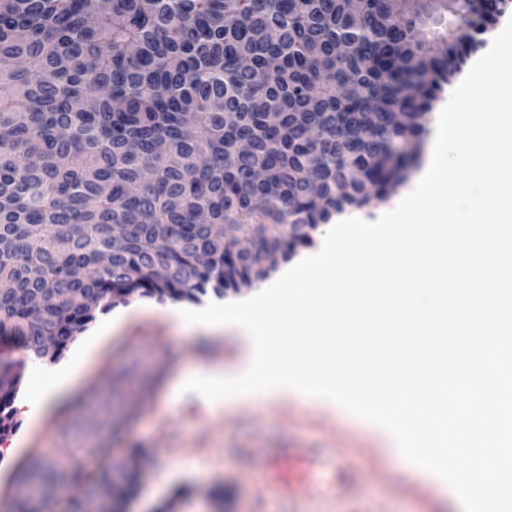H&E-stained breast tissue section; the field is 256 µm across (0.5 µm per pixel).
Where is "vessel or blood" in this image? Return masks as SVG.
<instances>
[{
    "instance_id": "1",
    "label": "vessel or blood",
    "mask_w": 512,
    "mask_h": 512,
    "mask_svg": "<svg viewBox=\"0 0 512 512\" xmlns=\"http://www.w3.org/2000/svg\"><path fill=\"white\" fill-rule=\"evenodd\" d=\"M330 474H323L322 459L312 448H266L260 455V467L254 479L257 495L275 491L280 500L293 507L313 500L333 501L352 495L348 460L336 458Z\"/></svg>"
}]
</instances>
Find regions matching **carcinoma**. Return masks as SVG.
<instances>
[{
	"instance_id": "carcinoma-1",
	"label": "carcinoma",
	"mask_w": 512,
	"mask_h": 512,
	"mask_svg": "<svg viewBox=\"0 0 512 512\" xmlns=\"http://www.w3.org/2000/svg\"><path fill=\"white\" fill-rule=\"evenodd\" d=\"M504 2L0 0V437L26 361L59 360L96 310L250 288L387 198ZM44 288L63 305L35 307ZM16 483L112 512L105 472Z\"/></svg>"
}]
</instances>
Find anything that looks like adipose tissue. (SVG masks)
Returning a JSON list of instances; mask_svg holds the SVG:
<instances>
[{
    "instance_id": "obj_1",
    "label": "adipose tissue",
    "mask_w": 512,
    "mask_h": 512,
    "mask_svg": "<svg viewBox=\"0 0 512 512\" xmlns=\"http://www.w3.org/2000/svg\"><path fill=\"white\" fill-rule=\"evenodd\" d=\"M151 306L134 305L118 309L101 318L97 326L90 332L85 344L77 351L73 363L65 368L49 367L35 363L33 371L43 377L44 385L36 400L31 403L29 417H37L60 404L72 394L78 382L82 368L88 364L93 354L106 343L117 330L128 323L147 316L154 315Z\"/></svg>"
}]
</instances>
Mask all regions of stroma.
Wrapping results in <instances>:
<instances>
[{"mask_svg":"<svg viewBox=\"0 0 512 512\" xmlns=\"http://www.w3.org/2000/svg\"><path fill=\"white\" fill-rule=\"evenodd\" d=\"M158 302L159 313L113 335L89 363L74 394L32 421L15 413V428L0 440V512L14 500V475L32 460H87L91 449L107 448L113 474L136 461L137 474L123 512H165L180 499L187 512H219L218 500L236 502L239 512H291L275 494L254 495L248 482L261 449L317 448L352 460L361 479L353 501L325 510L314 501L307 512H462L445 488L396 451H383L364 420L326 410L304 398L277 402L225 401L210 411L201 396L180 397L196 367L244 359L243 338H177Z\"/></svg>","mask_w":512,"mask_h":512,"instance_id":"35a3bbf8","label":"stroma"}]
</instances>
